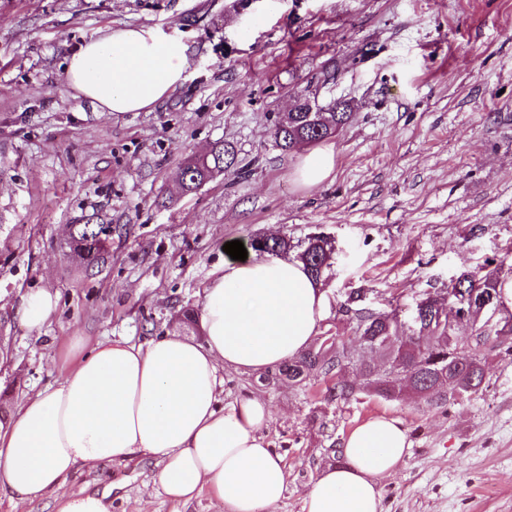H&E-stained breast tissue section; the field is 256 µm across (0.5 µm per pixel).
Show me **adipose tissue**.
<instances>
[{
  "mask_svg": "<svg viewBox=\"0 0 512 512\" xmlns=\"http://www.w3.org/2000/svg\"><path fill=\"white\" fill-rule=\"evenodd\" d=\"M189 65L181 39L120 28L72 54L65 82L96 111L143 112L176 89ZM334 165V149L325 145L305 153L294 175L316 187ZM322 309L303 264L267 254L225 262L205 288L201 340L171 330L145 345L75 341L58 386L27 397L0 422V493L31 505L52 497L55 512H110L106 495L58 490L78 467L148 454L172 500L207 489L218 512H274L288 474L262 434L270 408L253 397L219 409L221 372L262 373L295 358L317 336ZM411 446L395 418L358 425L342 462L309 487L302 512H382L378 481Z\"/></svg>",
  "mask_w": 512,
  "mask_h": 512,
  "instance_id": "ef3b65f1",
  "label": "adipose tissue"
}]
</instances>
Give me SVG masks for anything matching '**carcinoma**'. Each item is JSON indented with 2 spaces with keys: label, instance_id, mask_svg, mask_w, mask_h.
I'll use <instances>...</instances> for the list:
<instances>
[{
  "label": "carcinoma",
  "instance_id": "1",
  "mask_svg": "<svg viewBox=\"0 0 512 512\" xmlns=\"http://www.w3.org/2000/svg\"><path fill=\"white\" fill-rule=\"evenodd\" d=\"M286 127L274 129V139L282 150L292 151L294 141L307 138L318 143L329 134L317 132L319 112H290L284 116ZM236 161L235 147L226 142L214 145L211 153L195 161L184 163L178 173L181 190L188 193L197 190L213 176L212 168L221 164L231 168ZM271 248L278 253L296 251V259L307 268L311 278L323 281L330 268L333 254L331 240L314 235L306 241L292 244L286 238L270 241ZM66 248L80 255L89 264L104 259L109 245L99 238L98 225H71ZM507 260L492 259L493 269L481 277L469 271L461 272L448 283L445 289L448 305L457 310L458 321H474L486 312H496L500 308L499 290L503 281L504 265ZM443 298L438 294L427 293L416 303L414 330L411 337L398 341L391 349L387 340L397 336L399 321L397 313L356 312L350 317V324L365 339L363 353L345 346L341 341L327 346L320 340L311 343L294 360L270 370V378L285 377L288 381L305 385L313 378L336 377L326 385L324 400L348 403L360 392L387 401L397 399L394 388L411 386L416 393H423L434 386L448 384L451 392L430 395L423 401L435 409H445L460 399L477 396L484 386L488 370V356L495 352L512 356V328L502 326L485 329L470 340L474 346L472 354L453 355L457 347L463 345L458 336V326L449 322L448 315L442 313ZM360 370L365 377V387L359 389L348 384L346 376L349 368Z\"/></svg>",
  "mask_w": 512,
  "mask_h": 512
}]
</instances>
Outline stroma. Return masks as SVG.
I'll list each match as a JSON object with an SVG mask.
<instances>
[{
    "mask_svg": "<svg viewBox=\"0 0 512 512\" xmlns=\"http://www.w3.org/2000/svg\"><path fill=\"white\" fill-rule=\"evenodd\" d=\"M126 26L181 37L185 79L146 112H98L65 85L70 56ZM345 102L335 168L307 188L273 128L296 95ZM238 165L182 192L185 158L219 142ZM112 229L94 268L64 249L71 225ZM330 237L320 333L351 335L344 309L398 311L512 255V0H0V420L56 386L70 338L144 344L199 310L225 243ZM59 295L29 331L31 291ZM305 386L224 373V403L264 399L288 473L276 512H302L319 470L371 417L413 446L380 479L383 512H512V359L448 410L414 398L325 401ZM155 459L81 467L61 486L109 492L112 512H213L181 504Z\"/></svg>",
    "mask_w": 512,
    "mask_h": 512,
    "instance_id": "obj_1",
    "label": "stroma"
}]
</instances>
